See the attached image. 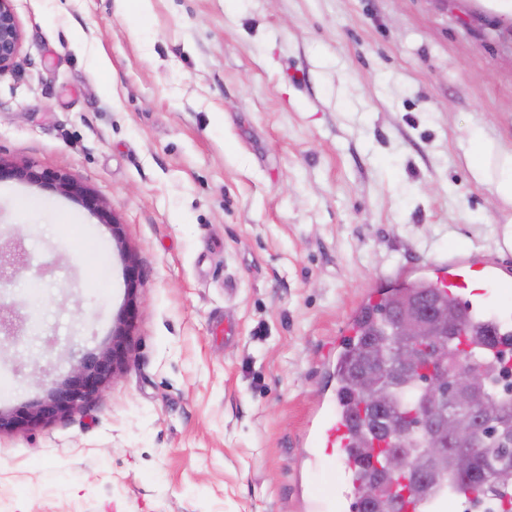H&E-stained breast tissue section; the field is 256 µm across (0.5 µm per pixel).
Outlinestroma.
Wrapping results in <instances>:
<instances>
[{
	"label": "stroma",
	"mask_w": 512,
	"mask_h": 512,
	"mask_svg": "<svg viewBox=\"0 0 512 512\" xmlns=\"http://www.w3.org/2000/svg\"><path fill=\"white\" fill-rule=\"evenodd\" d=\"M0 162V408L109 344L135 260L123 370L72 414L0 434V512H332L312 443L356 307L461 255L512 275V203L465 159L512 154V14L484 0H13ZM40 197L50 210L17 202ZM1 179H14L29 183L49 181L60 194L80 200L85 208L98 215L102 223L112 226L113 237L117 235L119 222L115 215L108 211L95 195L65 174L39 172L30 165L6 166L0 162ZM26 255L22 250H15L8 259L0 251V285L13 278L26 266Z\"/></svg>",
	"instance_id": "obj_1"
}]
</instances>
